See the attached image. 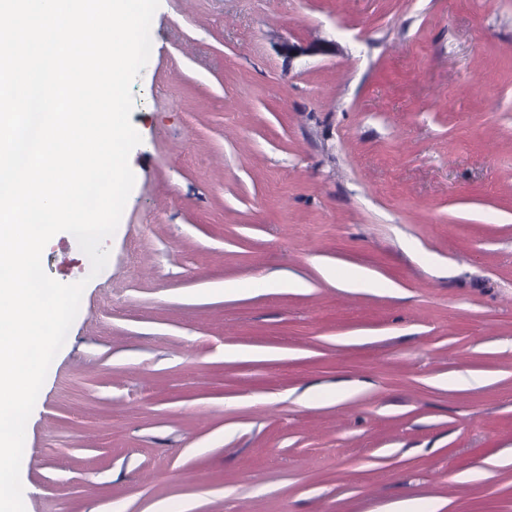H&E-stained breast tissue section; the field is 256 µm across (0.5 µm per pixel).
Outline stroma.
<instances>
[{
	"instance_id": "1",
	"label": "stroma",
	"mask_w": 512,
	"mask_h": 512,
	"mask_svg": "<svg viewBox=\"0 0 512 512\" xmlns=\"http://www.w3.org/2000/svg\"><path fill=\"white\" fill-rule=\"evenodd\" d=\"M155 16L26 512H512V0Z\"/></svg>"
}]
</instances>
